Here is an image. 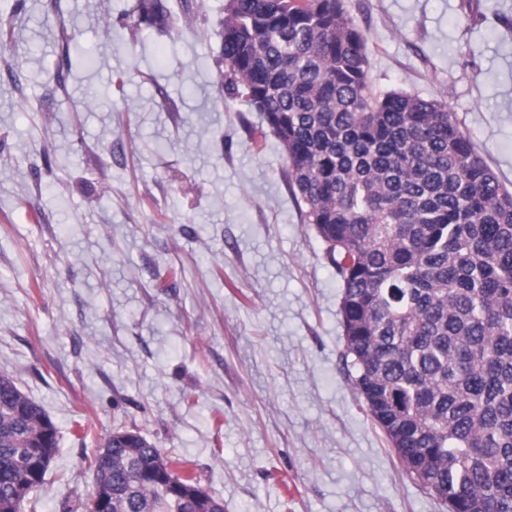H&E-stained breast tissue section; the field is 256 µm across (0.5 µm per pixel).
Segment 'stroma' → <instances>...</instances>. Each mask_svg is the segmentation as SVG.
Masks as SVG:
<instances>
[{"instance_id": "35a3bbf8", "label": "stroma", "mask_w": 512, "mask_h": 512, "mask_svg": "<svg viewBox=\"0 0 512 512\" xmlns=\"http://www.w3.org/2000/svg\"><path fill=\"white\" fill-rule=\"evenodd\" d=\"M467 2L343 0L374 91L445 104L512 188V0ZM134 3L0 0V375L58 430L27 512H82L118 428L224 512H447L344 371L342 284L217 68L225 0L104 37ZM60 17L89 65L59 83Z\"/></svg>"}]
</instances>
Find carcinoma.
Masks as SVG:
<instances>
[{"mask_svg": "<svg viewBox=\"0 0 512 512\" xmlns=\"http://www.w3.org/2000/svg\"><path fill=\"white\" fill-rule=\"evenodd\" d=\"M166 0L121 13L163 33ZM224 88L258 112L342 282L344 365L406 473L448 512H512V192L438 101L375 93L342 0H227ZM64 36L55 74L71 71ZM51 417L0 376V512L45 488ZM146 437L90 467L109 512H222Z\"/></svg>", "mask_w": 512, "mask_h": 512, "instance_id": "obj_1", "label": "carcinoma"}]
</instances>
